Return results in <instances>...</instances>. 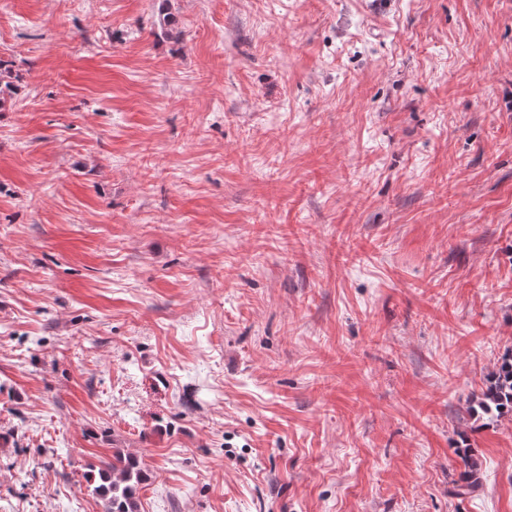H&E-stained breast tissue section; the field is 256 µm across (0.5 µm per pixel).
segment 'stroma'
Returning <instances> with one entry per match:
<instances>
[{"mask_svg": "<svg viewBox=\"0 0 512 512\" xmlns=\"http://www.w3.org/2000/svg\"><path fill=\"white\" fill-rule=\"evenodd\" d=\"M0 60V512L117 451L140 512H512V0H0ZM478 406L485 414L499 417L512 415V354L502 357L487 378ZM459 453L462 457L465 471L461 474L460 482L453 483V487L449 490L454 496L461 497L474 493L479 487V462L474 457L473 450L471 448H458Z\"/></svg>", "mask_w": 512, "mask_h": 512, "instance_id": "35a3bbf8", "label": "stroma"}]
</instances>
